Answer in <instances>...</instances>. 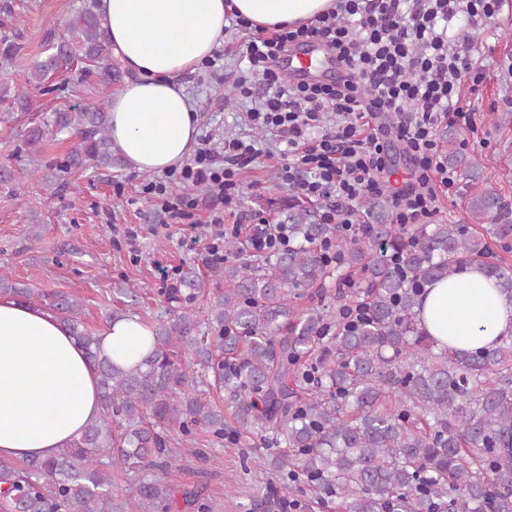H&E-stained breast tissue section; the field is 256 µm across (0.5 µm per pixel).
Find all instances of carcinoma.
<instances>
[{"label":"carcinoma","instance_id":"carcinoma-1","mask_svg":"<svg viewBox=\"0 0 512 512\" xmlns=\"http://www.w3.org/2000/svg\"><path fill=\"white\" fill-rule=\"evenodd\" d=\"M81 59L122 78L107 30L85 3L62 36L44 45L28 77L39 87ZM0 101L27 110L24 91L0 86ZM110 115L104 106L55 112L28 128L35 147L51 136L73 140L59 171L87 166L111 171ZM443 158L468 184L475 224L387 222V201L363 203L373 223L350 237L325 224L313 205L293 200L278 227L288 247L249 253L224 242V263L206 322L187 310L206 283L195 268L166 289L167 318L145 323L150 348L122 366L100 355L99 336L82 320V303L15 282L0 273V292L55 311L97 367L100 417L55 458L0 462V507L6 512H170L173 490L163 476L196 452L194 436L231 451L259 440L266 473L244 512H272L283 493H315V504L338 512H512V341L491 348H437L420 327L425 287L466 266H479L512 298V267L493 246L512 251V205L477 163L457 147L453 127L441 132ZM332 242L336 263L318 245ZM348 272L349 299L367 309L347 326L339 310L319 301L328 277ZM192 353L203 373L182 365ZM177 427L185 440L171 445ZM133 472L137 495L113 491L114 475ZM187 512H212L198 489L181 493Z\"/></svg>","mask_w":512,"mask_h":512}]
</instances>
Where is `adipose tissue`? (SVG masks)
<instances>
[{
	"label": "adipose tissue",
	"instance_id": "1",
	"mask_svg": "<svg viewBox=\"0 0 512 512\" xmlns=\"http://www.w3.org/2000/svg\"><path fill=\"white\" fill-rule=\"evenodd\" d=\"M334 0H99L112 54L129 78L111 96L112 149L136 171L182 165L198 136L197 110L180 75L223 46L226 15L267 32L313 20ZM422 325L438 345L492 347L512 339V299L472 267L427 287ZM147 328L106 325L103 354L141 359ZM101 413L99 376L49 308L0 294V461L44 460L70 445Z\"/></svg>",
	"mask_w": 512,
	"mask_h": 512
}]
</instances>
